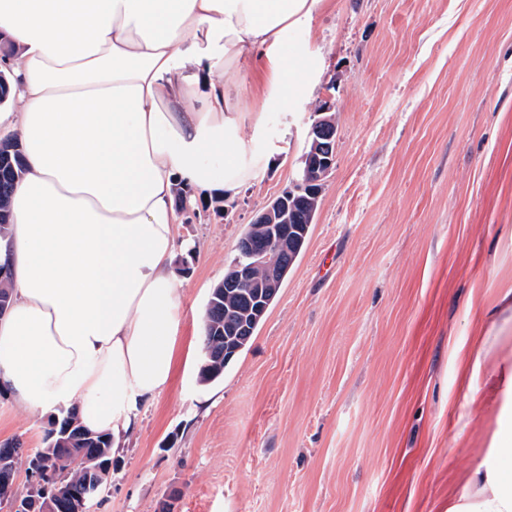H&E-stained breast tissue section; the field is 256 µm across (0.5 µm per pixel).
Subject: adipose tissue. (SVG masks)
I'll return each instance as SVG.
<instances>
[{
  "mask_svg": "<svg viewBox=\"0 0 512 512\" xmlns=\"http://www.w3.org/2000/svg\"><path fill=\"white\" fill-rule=\"evenodd\" d=\"M322 0H0L14 109L0 139L25 171L0 265V385L35 416L76 411L121 442L168 387L180 292L177 186L233 192L263 159V115L241 109L238 64L267 98H306L289 36ZM250 137H243L242 128ZM448 512H512V434Z\"/></svg>",
  "mask_w": 512,
  "mask_h": 512,
  "instance_id": "adipose-tissue-1",
  "label": "adipose tissue"
}]
</instances>
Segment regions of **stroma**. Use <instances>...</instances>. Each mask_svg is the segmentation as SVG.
Instances as JSON below:
<instances>
[{
    "mask_svg": "<svg viewBox=\"0 0 512 512\" xmlns=\"http://www.w3.org/2000/svg\"><path fill=\"white\" fill-rule=\"evenodd\" d=\"M311 50L300 110L240 65L267 162L180 215L176 367L96 512H448L512 428V0H323L292 35L295 63ZM329 95L336 157L308 239L250 344L201 383L210 291ZM47 426L0 389V443L42 447Z\"/></svg>",
    "mask_w": 512,
    "mask_h": 512,
    "instance_id": "35a3bbf8",
    "label": "stroma"
}]
</instances>
